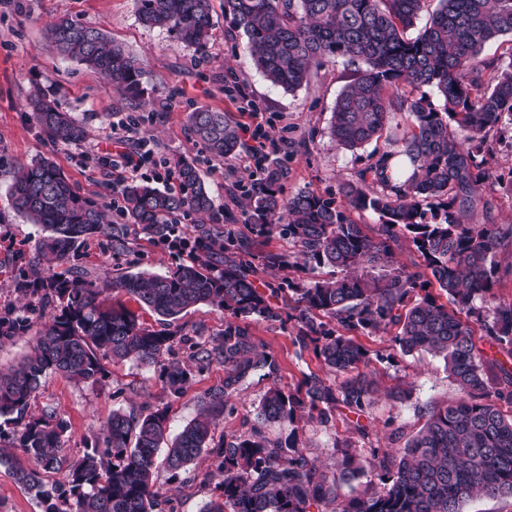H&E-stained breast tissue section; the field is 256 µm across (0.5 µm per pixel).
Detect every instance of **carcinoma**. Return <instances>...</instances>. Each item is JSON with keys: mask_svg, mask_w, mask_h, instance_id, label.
<instances>
[{"mask_svg": "<svg viewBox=\"0 0 512 512\" xmlns=\"http://www.w3.org/2000/svg\"><path fill=\"white\" fill-rule=\"evenodd\" d=\"M425 2L224 0V20L246 37L254 67L285 91L307 85L327 60L363 65L335 100L329 134L337 146L355 151L378 141L397 113L410 127L395 140L397 149L371 152L339 185L337 200L312 189L282 197L288 166L262 162L243 188L250 236L234 231L233 211L216 208L194 160L174 162L173 186L133 180L112 188L125 223L160 241L178 230L180 215L212 221L182 233L187 259L164 274L57 272L91 237L108 234L112 249H125L123 229L76 193L51 160L14 169L15 208L41 230L28 263L44 271L34 282L19 279L17 291L29 302L0 311V337L27 333L31 315L47 308L52 316L30 354L0 375V418L14 425L12 440L26 456L0 449V465L34 492L42 512H178L174 499L154 490L161 450L174 477L204 455L211 459L219 482L202 512H326L328 501L336 502L332 512H461L474 496L512 498V418L502 411L512 409V300L494 292L512 278V264L498 260L512 247V224L498 223L493 200L476 194L491 177L486 133L512 121V56L480 58L487 43L512 36V0H438L424 29L409 37ZM135 4L143 26L164 29L186 46L205 45L211 0ZM48 38L142 104L144 60L67 17L49 26ZM423 87L434 88L440 104L417 95ZM28 107L52 141L85 139V127L45 93L32 94ZM188 123L217 161L244 146L240 126L222 112L199 106ZM354 209H370L382 222L358 224ZM477 210L482 220L470 221ZM275 236L288 238L294 250L267 248ZM403 240L416 254L407 263L396 258ZM285 268L308 275L331 268L334 275L261 281L260 273ZM435 285L451 305L431 292ZM111 293L169 323L208 303L224 313V332L204 338L150 330L122 303L109 302ZM255 321L293 323L296 354L312 350L332 378L310 377L294 393L280 387L279 364L254 336ZM379 331L391 334L403 356L441 357L459 390L455 400L426 408L424 425L405 447L383 454L362 447L373 431L367 419L376 387L372 359L358 341ZM176 346L189 364L166 362ZM108 359L153 369L174 397L214 365L224 367V385L207 390L203 412L171 439L166 408L114 410L83 453L71 455L64 448L67 421L50 408L29 415L31 400L52 374L101 383ZM254 375L271 381L257 405L261 424L216 436V421L234 414L241 386ZM305 409L324 425L341 417L357 436L335 441L340 461L331 483L295 427ZM264 424L280 432L270 437ZM370 473L382 487L362 481ZM50 474L58 479L46 482ZM354 482L351 495L337 500L336 487Z\"/></svg>", "mask_w": 512, "mask_h": 512, "instance_id": "carcinoma-1", "label": "carcinoma"}]
</instances>
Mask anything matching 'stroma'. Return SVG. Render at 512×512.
<instances>
[{
	"label": "stroma",
	"instance_id": "obj_1",
	"mask_svg": "<svg viewBox=\"0 0 512 512\" xmlns=\"http://www.w3.org/2000/svg\"><path fill=\"white\" fill-rule=\"evenodd\" d=\"M213 7L211 36L206 46L198 49L174 42L166 31L144 27L135 0H11L9 7L0 6V309L19 305L16 283L20 276H32L33 269L24 260L33 253L39 237L38 226L28 223L13 206L9 195L13 169L34 159H51L82 197L111 206L112 176L98 172L96 156L87 155L86 150L96 144L101 152L111 151L113 122L132 111L118 88L60 54L49 42L47 27L57 18L93 24L145 59L149 106L140 114L141 129L156 142L160 156L197 161L217 207L240 211V199L231 197L229 190L243 176L244 158L239 155L226 162L209 158L187 122L188 112L196 106L227 113L241 124L249 120L244 103L262 113L276 144L273 156L290 170L285 194L313 189L335 198L339 184L362 167L366 149H340L328 134L334 101L355 78L354 67L327 62L314 72L309 86L285 92L254 68L243 36L224 20L222 0H213ZM35 85L86 125V143L57 144L40 131L25 108ZM487 140L493 150L490 165L494 176L481 186L480 193L494 199L500 222L512 224V125L491 129ZM124 226L130 242L127 251L115 252L111 237L96 236L62 264V272L84 269L111 277L138 271L162 274L180 263L177 252L154 242L140 226ZM253 332L277 358L281 387L292 390L307 376H326V367L313 352L296 355L290 328L259 322ZM375 369L381 390L398 386L408 392L404 401L381 397L373 406L371 440L378 448L403 447L419 429L424 407L457 396V386L442 358L427 353L379 362ZM107 370L104 383L93 386L58 374L49 376L31 402L30 414L51 408L68 421L65 446L71 454L82 453L85 441L115 410L136 412L145 405L167 408L170 431L178 433L196 417L205 392L224 382L223 367L215 365L174 398L146 368L125 362L108 365ZM268 385V380L256 376L246 380L236 398V413L220 418L217 434L247 428ZM297 426L327 475H335L338 455L334 442L351 438L349 426L339 418L324 426L306 416ZM215 483V476L203 463L175 478L165 467L157 469L158 490L176 499L179 512H201Z\"/></svg>",
	"mask_w": 512,
	"mask_h": 512
}]
</instances>
